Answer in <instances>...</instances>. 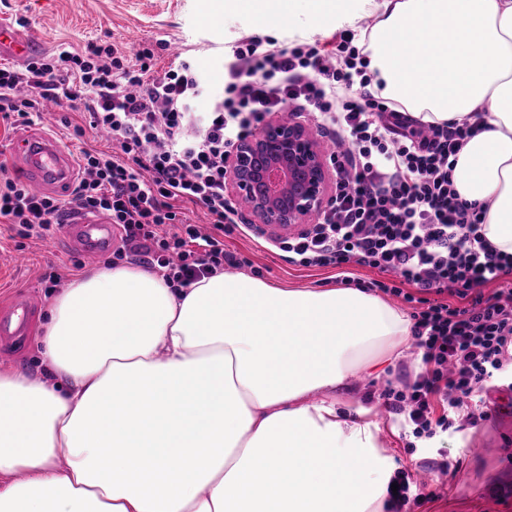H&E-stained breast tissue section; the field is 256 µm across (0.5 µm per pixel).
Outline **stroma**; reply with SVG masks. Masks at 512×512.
<instances>
[{
	"mask_svg": "<svg viewBox=\"0 0 512 512\" xmlns=\"http://www.w3.org/2000/svg\"><path fill=\"white\" fill-rule=\"evenodd\" d=\"M1 11L12 12L20 25L31 27L50 53L90 40L129 48L141 44L154 49L158 66L164 69L170 63L171 48L179 47L207 91L198 102L202 111L211 105L210 92L222 85L225 52L242 38L257 36L285 46L307 43L327 51L336 32L332 25L311 28L284 17L267 27L243 10L209 12L206 0H0ZM79 121L77 113L58 107L43 112L34 127L54 135L74 157L83 149H112L111 140L93 131L75 135L72 126ZM224 247L249 260L243 275L255 272L261 281L288 289L336 285L335 269L290 265L281 251L262 239L232 234L225 236ZM20 253L26 256L21 264L15 261ZM113 261L109 252L92 260L85 258L79 247L64 240L57 230L21 243L2 232L0 299L34 291L40 299L37 321L45 323L58 289L67 288L78 272ZM50 274L59 276L58 288L48 287L45 278ZM380 429V445L394 470L414 474L443 457L458 467L456 476L443 475L429 483L425 497L409 504L407 512H512V496L496 494L501 474L512 473V421L495 416L460 433L440 434L426 453L406 448L402 431L391 417L381 418ZM477 441L493 444L497 454L470 455L468 447Z\"/></svg>",
	"mask_w": 512,
	"mask_h": 512,
	"instance_id": "1",
	"label": "stroma"
}]
</instances>
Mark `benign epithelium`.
Instances as JSON below:
<instances>
[{"mask_svg":"<svg viewBox=\"0 0 512 512\" xmlns=\"http://www.w3.org/2000/svg\"><path fill=\"white\" fill-rule=\"evenodd\" d=\"M329 166L300 120L267 121L227 161V188L255 224H302L328 201Z\"/></svg>","mask_w":512,"mask_h":512,"instance_id":"obj_1","label":"benign epithelium"}]
</instances>
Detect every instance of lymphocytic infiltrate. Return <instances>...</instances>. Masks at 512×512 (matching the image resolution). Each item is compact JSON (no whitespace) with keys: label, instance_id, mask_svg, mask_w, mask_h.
<instances>
[{"label":"lymphocytic infiltrate","instance_id":"lymphocytic-infiltrate-1","mask_svg":"<svg viewBox=\"0 0 512 512\" xmlns=\"http://www.w3.org/2000/svg\"><path fill=\"white\" fill-rule=\"evenodd\" d=\"M342 31L334 52L243 38L224 62L213 106L195 111L204 90L190 64L157 71L153 49L86 42L81 49L0 66V115L23 124L46 101H68L115 151L84 149L67 198L33 192L0 162V220L20 238L61 226L67 208L108 217L120 230L114 254L163 270L187 288L245 261L225 235L248 231L226 195L225 161L265 116L312 114L336 149L335 188L315 224L278 245L289 264L381 273L375 288L411 304L414 376L379 398L405 436L429 438L485 419V393L512 388V255L483 231L481 207L460 200L453 158L476 128L429 123L392 108L369 89L360 49ZM202 205L210 231L188 221ZM492 295H484L486 285Z\"/></svg>","mask_w":512,"mask_h":512}]
</instances>
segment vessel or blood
I'll return each mask as SVG.
<instances>
[{"label":"vessel or blood","mask_w":512,"mask_h":512,"mask_svg":"<svg viewBox=\"0 0 512 512\" xmlns=\"http://www.w3.org/2000/svg\"><path fill=\"white\" fill-rule=\"evenodd\" d=\"M41 41L17 28L8 17H0V57L33 58L40 54ZM29 183L34 188H59L72 178L71 160L66 150L52 137H27L18 157ZM63 231L88 255L94 256L111 248L115 228L104 218L83 214L69 216ZM38 304L30 297L0 304V357L17 354L33 334Z\"/></svg>","instance_id":"b4317fda"}]
</instances>
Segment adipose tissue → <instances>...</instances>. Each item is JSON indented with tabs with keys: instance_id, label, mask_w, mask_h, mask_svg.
<instances>
[{
	"instance_id": "ef3b65f1",
	"label": "adipose tissue",
	"mask_w": 512,
	"mask_h": 512,
	"mask_svg": "<svg viewBox=\"0 0 512 512\" xmlns=\"http://www.w3.org/2000/svg\"><path fill=\"white\" fill-rule=\"evenodd\" d=\"M246 2L308 26L372 12L386 98L428 121L481 114L453 185L512 254V0ZM410 334L403 311L353 288L77 276L50 309L45 376L0 371V512H382L376 413L346 393Z\"/></svg>"
}]
</instances>
